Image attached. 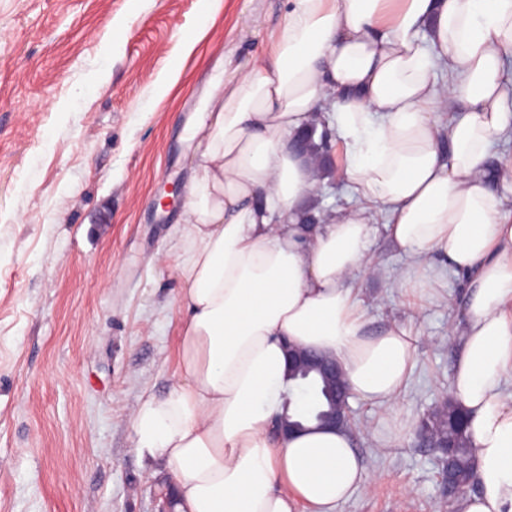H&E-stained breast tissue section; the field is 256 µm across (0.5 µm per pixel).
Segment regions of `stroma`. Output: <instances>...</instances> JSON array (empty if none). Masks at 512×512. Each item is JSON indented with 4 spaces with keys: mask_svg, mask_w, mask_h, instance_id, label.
Returning <instances> with one entry per match:
<instances>
[{
    "mask_svg": "<svg viewBox=\"0 0 512 512\" xmlns=\"http://www.w3.org/2000/svg\"><path fill=\"white\" fill-rule=\"evenodd\" d=\"M287 14L288 0H0V512H157L173 478L137 456L130 414L179 368L182 206L162 199L192 175L184 128ZM201 26L184 52L179 29ZM355 285L371 330L399 322L417 350L401 440L388 409L351 402L370 480L335 512H448L417 429L451 395L464 279L415 307L385 278Z\"/></svg>",
    "mask_w": 512,
    "mask_h": 512,
    "instance_id": "obj_1",
    "label": "stroma"
}]
</instances>
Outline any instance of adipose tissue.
Instances as JSON below:
<instances>
[{"label":"adipose tissue","instance_id":"adipose-tissue-1","mask_svg":"<svg viewBox=\"0 0 512 512\" xmlns=\"http://www.w3.org/2000/svg\"><path fill=\"white\" fill-rule=\"evenodd\" d=\"M270 54L204 106L176 271L179 379L132 415L137 453L174 477L179 512H333L369 476L346 430L277 439L293 383L285 343L332 354L351 398L397 412L416 347L370 332L354 288L379 269L376 215L409 263L408 304L465 275L452 395L467 413L477 494L512 512V199L489 187L512 132L504 63L512 0H289ZM448 78L437 84L435 71ZM339 139L356 205L307 228L319 179L288 143L315 120Z\"/></svg>","mask_w":512,"mask_h":512}]
</instances>
